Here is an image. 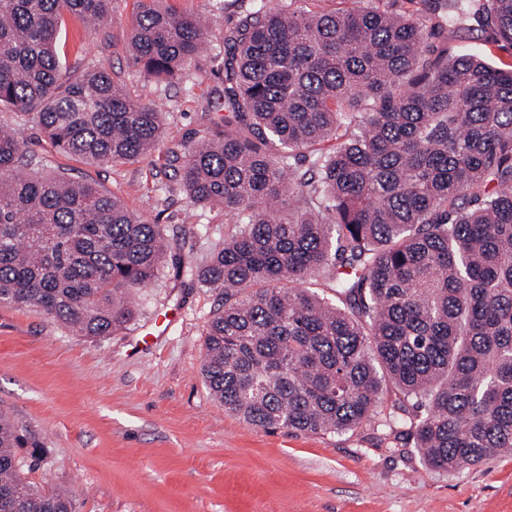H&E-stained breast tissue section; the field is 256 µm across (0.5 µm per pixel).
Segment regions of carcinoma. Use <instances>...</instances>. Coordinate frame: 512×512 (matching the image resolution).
Returning a JSON list of instances; mask_svg holds the SVG:
<instances>
[{
	"mask_svg": "<svg viewBox=\"0 0 512 512\" xmlns=\"http://www.w3.org/2000/svg\"><path fill=\"white\" fill-rule=\"evenodd\" d=\"M297 2L241 0L219 36L138 0L129 50L143 80L176 78L224 43V127L164 151L168 178L234 225L202 266L95 184L25 172L36 155L0 129V304L110 336L170 256L175 278L224 295L201 371L247 424L341 434L376 418L450 471L512 451V67L430 42L474 16L512 45V0H419L408 13ZM111 9L0 0V104L102 165L150 158L165 134L159 105L109 73L61 75L64 16L99 24ZM28 447L0 416V512H77L28 478Z\"/></svg>",
	"mask_w": 512,
	"mask_h": 512,
	"instance_id": "carcinoma-1",
	"label": "carcinoma"
}]
</instances>
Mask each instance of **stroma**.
<instances>
[{"label": "stroma", "instance_id": "1", "mask_svg": "<svg viewBox=\"0 0 512 512\" xmlns=\"http://www.w3.org/2000/svg\"><path fill=\"white\" fill-rule=\"evenodd\" d=\"M165 5L206 15L217 31L239 10L237 0ZM136 11V0H112L110 17L94 29L65 16L59 59L156 100L166 146L195 140L224 121V44L215 42L182 78L145 82L127 53ZM432 43L512 65V45L471 18ZM22 136L41 171L94 183L187 238L188 263L232 230L223 213L170 188L161 156L98 165L65 155L32 126ZM220 305L218 291L167 271L140 292L139 315L126 329L96 339L72 335L38 309L0 305V413L42 446L31 480L64 490L77 512H512V455L448 472L427 467L411 445L390 450L369 425L339 435L265 431L225 412L201 372L205 329Z\"/></svg>", "mask_w": 512, "mask_h": 512}]
</instances>
